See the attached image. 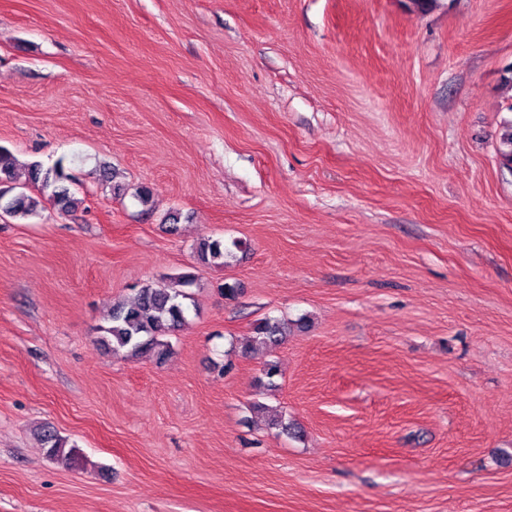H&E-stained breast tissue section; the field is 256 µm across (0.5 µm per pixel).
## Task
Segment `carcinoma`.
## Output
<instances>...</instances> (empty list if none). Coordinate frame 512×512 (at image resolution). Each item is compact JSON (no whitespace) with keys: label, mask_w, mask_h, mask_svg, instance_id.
Here are the masks:
<instances>
[{"label":"carcinoma","mask_w":512,"mask_h":512,"mask_svg":"<svg viewBox=\"0 0 512 512\" xmlns=\"http://www.w3.org/2000/svg\"><path fill=\"white\" fill-rule=\"evenodd\" d=\"M499 155L504 168L512 171V120L504 123L499 136ZM18 163L12 152L0 146V185L15 179ZM28 180L48 196V199L62 213L75 210L81 200L71 193L65 181L70 179L62 163L45 168L38 162L27 167ZM7 191L0 188V209L13 216L28 217L36 214L40 200L23 192L6 198ZM196 260L206 265H222L231 251L224 240L203 237L195 248ZM190 273L172 277L160 285L146 283L135 289L132 299L112 307L108 315V325L100 327L102 345L127 359H137L151 355L162 362L171 354L165 337L171 335L186 322L187 298L183 288L193 283ZM288 336L287 327L274 318H263L255 323L253 336L240 346L244 356L251 354L259 346H276ZM41 446L47 456L62 465L71 467L81 460L79 448L68 445V441L53 429L45 427L39 435Z\"/></svg>","instance_id":"carcinoma-1"}]
</instances>
